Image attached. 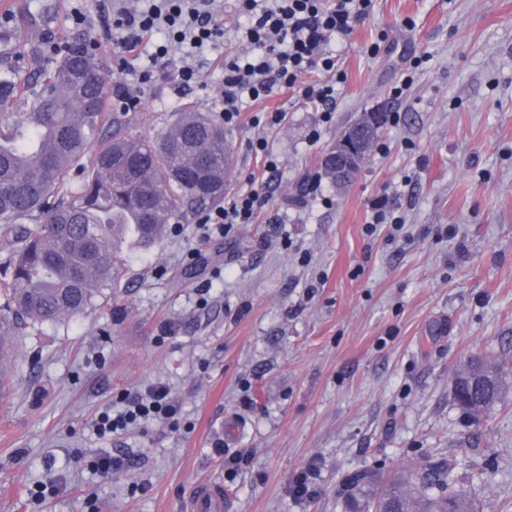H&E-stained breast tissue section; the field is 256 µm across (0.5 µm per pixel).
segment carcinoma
I'll use <instances>...</instances> for the list:
<instances>
[{
	"label": "carcinoma",
	"instance_id": "1",
	"mask_svg": "<svg viewBox=\"0 0 512 512\" xmlns=\"http://www.w3.org/2000/svg\"><path fill=\"white\" fill-rule=\"evenodd\" d=\"M39 90L27 94L0 73V358L12 338L35 324L78 316L118 276L113 247L133 237L159 245L171 219L224 199L232 154L224 129L186 109L163 133L133 132L135 112H103L99 62L74 46L41 65ZM32 97L27 111L11 108ZM95 150H90L92 141ZM81 179L72 185L69 175ZM471 419L487 415L507 390L498 365L474 357L455 375ZM484 474L463 485L455 464L430 456L403 477L377 470L348 473L342 506L349 512H475Z\"/></svg>",
	"mask_w": 512,
	"mask_h": 512
}]
</instances>
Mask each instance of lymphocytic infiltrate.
Wrapping results in <instances>:
<instances>
[{"label":"lymphocytic infiltrate","instance_id":"f902f5d3","mask_svg":"<svg viewBox=\"0 0 512 512\" xmlns=\"http://www.w3.org/2000/svg\"><path fill=\"white\" fill-rule=\"evenodd\" d=\"M371 0H237L239 15L246 17L241 53L224 62L225 124H235L243 98L257 100L289 90L319 103L324 114L336 106V83L324 79L307 82V73L333 71L335 55L326 49L335 38L351 34L369 13ZM113 25L121 33L122 53H134L154 33L164 32L157 43L154 62L168 68L178 88L199 84L208 49L224 41V8L217 0H142L140 9L120 10ZM182 45L186 55L171 64L172 45ZM267 198L262 187H251L228 199L201 217L205 235L228 236L238 224L254 223ZM177 407L164 383H156L144 394L127 398L123 410L101 413L95 424L100 434L124 429L128 423L159 415L174 416Z\"/></svg>","mask_w":512,"mask_h":512}]
</instances>
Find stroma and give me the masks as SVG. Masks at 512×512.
Listing matches in <instances>:
<instances>
[{"instance_id": "1", "label": "stroma", "mask_w": 512, "mask_h": 512, "mask_svg": "<svg viewBox=\"0 0 512 512\" xmlns=\"http://www.w3.org/2000/svg\"><path fill=\"white\" fill-rule=\"evenodd\" d=\"M113 0H0V58L34 69L14 32L95 42L105 87L137 96V134L155 136L189 107L221 117L224 72L178 92L151 49L120 57ZM336 110L284 95L265 129L279 169L256 223L199 241L198 213L162 245L117 249L120 273L84 316L16 337L12 394L0 401V512H185L193 487L223 483L231 512H343L342 480L444 454L465 478L485 471L477 512H512V388L472 421L452 380L470 356L512 385V0H373L349 39L332 40ZM389 122L347 188L301 182L364 109ZM318 140H310L312 130ZM229 192L262 163L257 131L225 127ZM389 221L367 232L376 214ZM373 224V223H372ZM198 250L197 264L187 262ZM163 382L177 423L154 419L100 436L120 395ZM241 434L229 440L224 422ZM251 450L250 464L229 455ZM129 456L109 474L101 456ZM307 473L308 495L292 487ZM59 489L37 494L47 476Z\"/></svg>"}]
</instances>
